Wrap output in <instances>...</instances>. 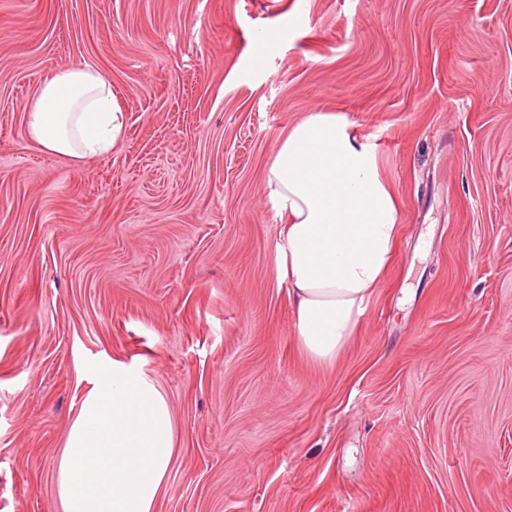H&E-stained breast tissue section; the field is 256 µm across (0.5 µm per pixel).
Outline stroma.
I'll return each instance as SVG.
<instances>
[{"instance_id":"1","label":"stroma","mask_w":512,"mask_h":512,"mask_svg":"<svg viewBox=\"0 0 512 512\" xmlns=\"http://www.w3.org/2000/svg\"><path fill=\"white\" fill-rule=\"evenodd\" d=\"M78 63L126 114L91 162L24 126ZM314 111L399 202L330 364L300 348L265 191ZM113 360L172 411L156 512H512V0H0V512H61Z\"/></svg>"}]
</instances>
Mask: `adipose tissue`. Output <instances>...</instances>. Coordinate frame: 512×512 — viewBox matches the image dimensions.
I'll list each match as a JSON object with an SVG mask.
<instances>
[{"label": "adipose tissue", "mask_w": 512, "mask_h": 512, "mask_svg": "<svg viewBox=\"0 0 512 512\" xmlns=\"http://www.w3.org/2000/svg\"><path fill=\"white\" fill-rule=\"evenodd\" d=\"M24 122L43 149L93 160L121 143L125 114L110 82L84 63L46 78ZM266 191L287 217L277 260L299 344L312 360L333 362L390 265L397 198L374 145L325 112L278 143ZM173 456V416L157 382L113 363L84 398L56 464L62 512H155Z\"/></svg>", "instance_id": "ef3b65f1"}]
</instances>
